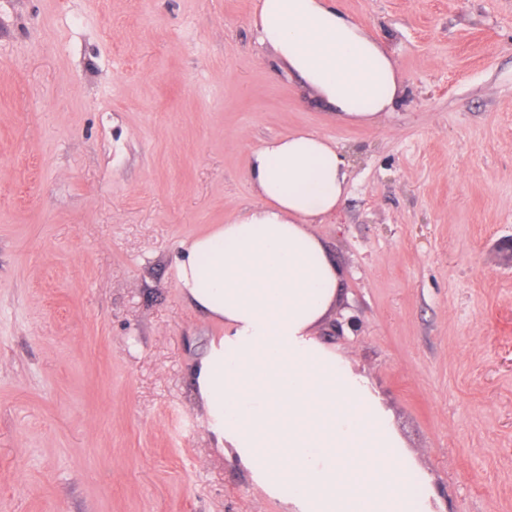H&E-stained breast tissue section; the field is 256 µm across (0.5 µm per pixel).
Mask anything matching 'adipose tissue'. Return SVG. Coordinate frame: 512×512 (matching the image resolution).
Segmentation results:
<instances>
[{"label":"adipose tissue","instance_id":"obj_1","mask_svg":"<svg viewBox=\"0 0 512 512\" xmlns=\"http://www.w3.org/2000/svg\"><path fill=\"white\" fill-rule=\"evenodd\" d=\"M251 24L341 121L376 124L405 93L381 41L328 0H256ZM246 175L258 204L175 264L181 298L224 329L191 372L219 451L286 512H445L369 378L318 334L340 273L311 227L347 197L344 156L297 130L253 149Z\"/></svg>","mask_w":512,"mask_h":512}]
</instances>
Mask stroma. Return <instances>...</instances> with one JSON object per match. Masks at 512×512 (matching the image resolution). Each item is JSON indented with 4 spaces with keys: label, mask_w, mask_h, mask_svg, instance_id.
Wrapping results in <instances>:
<instances>
[{
    "label": "stroma",
    "mask_w": 512,
    "mask_h": 512,
    "mask_svg": "<svg viewBox=\"0 0 512 512\" xmlns=\"http://www.w3.org/2000/svg\"><path fill=\"white\" fill-rule=\"evenodd\" d=\"M255 3L0 0V512H285L217 449L191 369L222 329L174 267L301 129L349 175L312 227L333 344L446 512H512V0H331L405 77L373 126L276 68Z\"/></svg>",
    "instance_id": "obj_1"
}]
</instances>
